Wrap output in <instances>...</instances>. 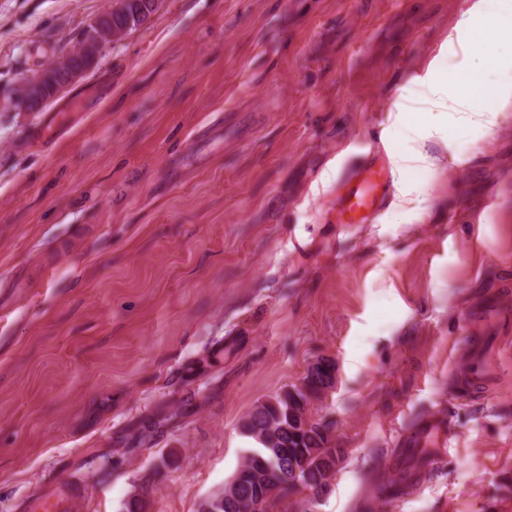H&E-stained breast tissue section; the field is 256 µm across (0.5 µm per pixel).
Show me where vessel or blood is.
Returning <instances> with one entry per match:
<instances>
[{"mask_svg":"<svg viewBox=\"0 0 512 512\" xmlns=\"http://www.w3.org/2000/svg\"><path fill=\"white\" fill-rule=\"evenodd\" d=\"M391 171L388 163L372 159L344 182L336 202V221L359 224L375 217L390 198Z\"/></svg>","mask_w":512,"mask_h":512,"instance_id":"1","label":"vessel or blood"}]
</instances>
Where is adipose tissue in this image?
Here are the masks:
<instances>
[{"mask_svg":"<svg viewBox=\"0 0 512 512\" xmlns=\"http://www.w3.org/2000/svg\"><path fill=\"white\" fill-rule=\"evenodd\" d=\"M467 25L483 33L511 31L512 0H476ZM451 82L453 109L470 113L477 124L492 127L512 110V91L506 83L485 80L478 71L456 72Z\"/></svg>","mask_w":512,"mask_h":512,"instance_id":"1","label":"adipose tissue"}]
</instances>
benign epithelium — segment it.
Masks as SVG:
<instances>
[{"mask_svg":"<svg viewBox=\"0 0 512 512\" xmlns=\"http://www.w3.org/2000/svg\"><path fill=\"white\" fill-rule=\"evenodd\" d=\"M112 40V11L108 10L98 16L93 28L87 31L82 42L76 45L70 54L57 58L37 75L23 82L10 105L26 112L38 111L48 101L51 92L65 89L92 70L99 55ZM71 54L81 56V66L74 68L69 64L68 58Z\"/></svg>","mask_w":512,"mask_h":512,"instance_id":"benign-epithelium-1","label":"benign epithelium"}]
</instances>
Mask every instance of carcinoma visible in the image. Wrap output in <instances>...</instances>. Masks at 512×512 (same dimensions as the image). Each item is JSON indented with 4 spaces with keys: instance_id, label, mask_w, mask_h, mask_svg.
Instances as JSON below:
<instances>
[{
    "instance_id": "obj_1",
    "label": "carcinoma",
    "mask_w": 512,
    "mask_h": 512,
    "mask_svg": "<svg viewBox=\"0 0 512 512\" xmlns=\"http://www.w3.org/2000/svg\"><path fill=\"white\" fill-rule=\"evenodd\" d=\"M157 0H126L113 12L112 28L123 34L143 25L156 9ZM335 365L326 358L314 363L303 383L257 405L242 424L256 447L246 451L242 463L224 490L207 499L201 512H269L278 500L305 489L317 495L336 473V461H345L330 426L308 414L311 401L333 388ZM181 412L163 403L128 427V443L149 447L156 435L174 425ZM416 477L412 471L401 476L377 469L370 480L392 490ZM148 487H139L128 501L126 512H145Z\"/></svg>"
}]
</instances>
